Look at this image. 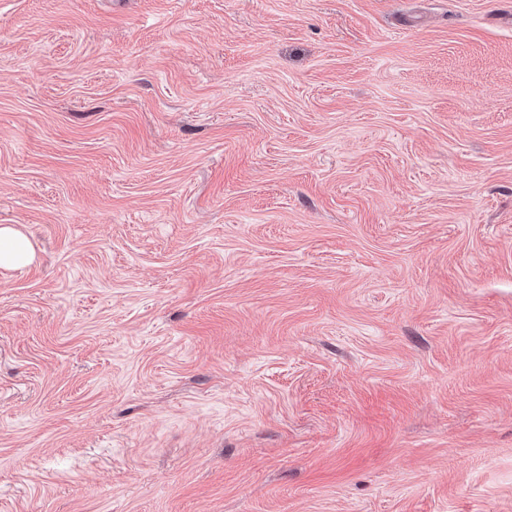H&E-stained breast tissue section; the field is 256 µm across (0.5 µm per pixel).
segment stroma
Masks as SVG:
<instances>
[{
    "label": "stroma",
    "instance_id": "1",
    "mask_svg": "<svg viewBox=\"0 0 512 512\" xmlns=\"http://www.w3.org/2000/svg\"><path fill=\"white\" fill-rule=\"evenodd\" d=\"M0 512H512V0H0ZM34 259L35 251L28 236L13 224H1L0 269H22Z\"/></svg>",
    "mask_w": 512,
    "mask_h": 512
}]
</instances>
